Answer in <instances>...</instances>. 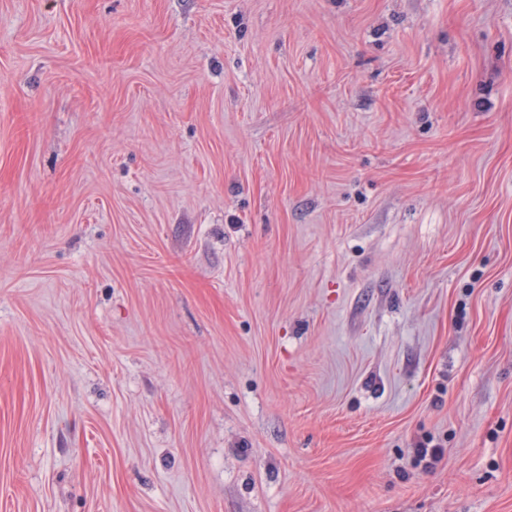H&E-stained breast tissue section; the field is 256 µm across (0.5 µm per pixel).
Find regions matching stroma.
<instances>
[{
    "label": "stroma",
    "mask_w": 512,
    "mask_h": 512,
    "mask_svg": "<svg viewBox=\"0 0 512 512\" xmlns=\"http://www.w3.org/2000/svg\"><path fill=\"white\" fill-rule=\"evenodd\" d=\"M0 512H512V0H0Z\"/></svg>",
    "instance_id": "stroma-1"
}]
</instances>
